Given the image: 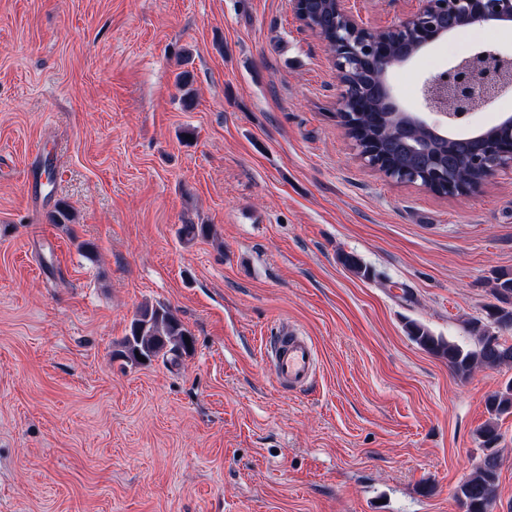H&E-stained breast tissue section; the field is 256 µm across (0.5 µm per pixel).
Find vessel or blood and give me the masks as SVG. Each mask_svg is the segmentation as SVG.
Masks as SVG:
<instances>
[{"mask_svg":"<svg viewBox=\"0 0 512 512\" xmlns=\"http://www.w3.org/2000/svg\"><path fill=\"white\" fill-rule=\"evenodd\" d=\"M265 362L276 382L294 391L308 385L315 373V352L311 342L297 332H281L265 354Z\"/></svg>","mask_w":512,"mask_h":512,"instance_id":"obj_1","label":"vessel or blood"}]
</instances>
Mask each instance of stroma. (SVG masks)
I'll return each mask as SVG.
<instances>
[{
    "mask_svg": "<svg viewBox=\"0 0 512 512\" xmlns=\"http://www.w3.org/2000/svg\"><path fill=\"white\" fill-rule=\"evenodd\" d=\"M416 6L346 0L370 29ZM459 41L394 68L405 108ZM340 95L289 0H0V512H463L512 367L459 378L407 324L472 344L512 274V165L465 198L387 179ZM158 303L193 350L116 358ZM285 325L316 352L296 391L261 359Z\"/></svg>",
    "mask_w": 512,
    "mask_h": 512,
    "instance_id": "1",
    "label": "stroma"
}]
</instances>
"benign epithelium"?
<instances>
[{
    "mask_svg": "<svg viewBox=\"0 0 512 512\" xmlns=\"http://www.w3.org/2000/svg\"><path fill=\"white\" fill-rule=\"evenodd\" d=\"M316 0H291L292 10L310 30H319L321 22ZM336 3V39L328 44L338 79L343 87L338 111L345 116L344 129L354 136L348 113L364 112V103H377L380 112H401L387 77L368 79L354 85L345 82L349 72L372 74L376 67H388L408 61L423 48L459 31L482 26L497 28L512 23V0H418L416 10L397 24L383 29L364 27L344 5ZM512 90V56L494 49L475 52L448 65L427 79L421 88L423 111L412 112L411 135L418 142L442 125L467 119ZM484 138L495 141L490 148L474 149L476 178L459 184L452 173L459 159L448 155V171L436 174L437 181L448 187V196L465 197L476 192L499 168L512 163V116L505 117L487 131ZM363 162L384 177L399 183H417L419 173L406 172L398 177L388 169L386 157L373 146L358 148Z\"/></svg>",
    "mask_w": 512,
    "mask_h": 512,
    "instance_id": "benign-epithelium-1",
    "label": "benign epithelium"
}]
</instances>
